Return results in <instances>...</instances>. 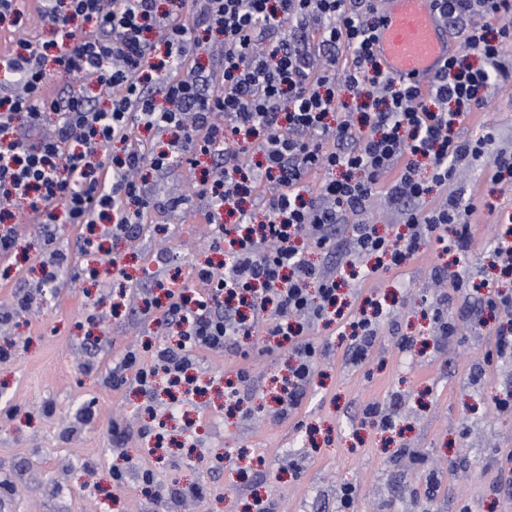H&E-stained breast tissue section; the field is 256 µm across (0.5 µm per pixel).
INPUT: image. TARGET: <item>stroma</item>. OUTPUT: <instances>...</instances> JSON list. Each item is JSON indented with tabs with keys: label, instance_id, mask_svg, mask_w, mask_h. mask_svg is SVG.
Listing matches in <instances>:
<instances>
[{
	"label": "stroma",
	"instance_id": "obj_1",
	"mask_svg": "<svg viewBox=\"0 0 512 512\" xmlns=\"http://www.w3.org/2000/svg\"><path fill=\"white\" fill-rule=\"evenodd\" d=\"M487 127L494 141L450 184L477 206L469 250L426 242L401 266L355 286L349 310L369 298L384 306L365 360L350 359L351 338L336 324L309 327L321 352L318 376L284 418L267 396L289 354L251 338L235 352L195 350L205 388L198 396L147 399L132 381L112 384V366L128 350L147 360L166 341L142 319L139 300L120 301L119 291L152 288L158 253L184 274L212 258L202 200L149 211L131 238L112 244L120 269L103 266L94 279L85 270L95 255L77 247L81 228L54 225L53 247L69 260L43 297L44 230L20 225L15 255L0 256V307L22 289L35 299L0 326V480L10 485L0 512H249L257 497L271 512H341L346 486L351 512H512V410L495 404L512 388V362L490 358L498 323L483 321L481 295L433 286L440 272L486 279L495 242L512 230V190L488 175L494 156L512 151V97L495 95L465 115L460 133L477 137ZM437 309L456 327L445 343L413 327ZM92 345L99 354L86 369ZM229 367L250 374L234 414L224 404ZM372 405L394 419L396 433L362 425ZM144 468L151 484L140 480ZM192 484L199 496L171 499L172 488Z\"/></svg>",
	"mask_w": 512,
	"mask_h": 512
}]
</instances>
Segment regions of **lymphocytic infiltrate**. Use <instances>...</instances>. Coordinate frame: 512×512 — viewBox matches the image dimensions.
Here are the masks:
<instances>
[{
    "mask_svg": "<svg viewBox=\"0 0 512 512\" xmlns=\"http://www.w3.org/2000/svg\"><path fill=\"white\" fill-rule=\"evenodd\" d=\"M39 0L37 16L59 50L23 41L0 54V254L10 255L16 223L100 225L119 238L148 209L176 211L205 200L211 248L222 264L184 279L153 274L166 301H145V319L178 327L176 345L154 350L150 363L128 351L114 379L133 372L143 392L180 378L192 350L221 352L263 332L296 362L277 401L287 416L315 381L309 323L339 321L351 330L353 355L364 358L375 324L345 314L339 290L417 255L422 243L466 247L476 206L449 194L455 169L483 154L487 137H461V113L483 109L512 82V27L489 37L487 22L512 15V0H434L461 44L429 90L389 74L373 42L383 19L375 0ZM220 38V84L199 66L207 34ZM351 60L341 63L339 51ZM482 59L472 67L469 56ZM81 84L53 96L48 65ZM373 99L378 109L354 119L337 86ZM144 128L163 138L155 148L131 140ZM261 162H254V155ZM209 170L191 178L189 195L159 197L149 173L179 162ZM325 178L308 186L315 172ZM397 204L404 230L379 234L362 213L380 192ZM357 224H349L350 216ZM349 227L347 242L338 231ZM339 255L334 266L307 251Z\"/></svg>",
    "mask_w": 512,
    "mask_h": 512,
    "instance_id": "f902f5d3",
    "label": "lymphocytic infiltrate"
}]
</instances>
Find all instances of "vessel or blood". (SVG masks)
I'll use <instances>...</instances> for the list:
<instances>
[{"label": "vessel or blood", "instance_id": "vessel-or-blood-1", "mask_svg": "<svg viewBox=\"0 0 512 512\" xmlns=\"http://www.w3.org/2000/svg\"><path fill=\"white\" fill-rule=\"evenodd\" d=\"M383 18L375 49L385 69L428 86L454 50L433 0H384Z\"/></svg>", "mask_w": 512, "mask_h": 512}]
</instances>
